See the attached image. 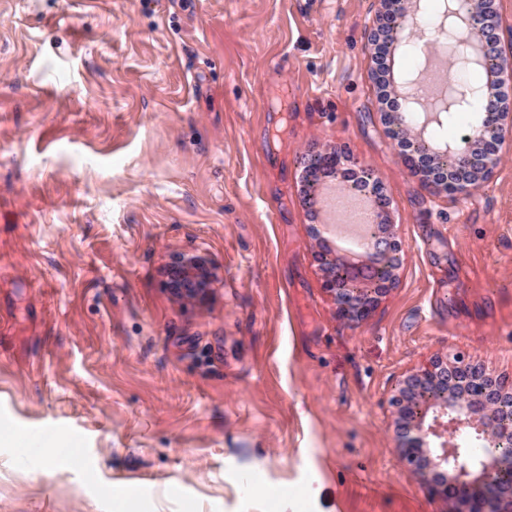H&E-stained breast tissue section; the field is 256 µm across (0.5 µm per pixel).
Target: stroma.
<instances>
[{"mask_svg": "<svg viewBox=\"0 0 512 512\" xmlns=\"http://www.w3.org/2000/svg\"><path fill=\"white\" fill-rule=\"evenodd\" d=\"M382 8L0 0V512H448L391 398L455 351L512 376V152L458 193L404 166ZM336 147L403 244L363 321L303 202V154ZM181 256L202 297L167 288ZM361 169L364 171V174L367 176V179L361 178L359 180L354 181L350 185L351 188L364 190V188L370 187L376 207L380 211L385 212L386 208L388 207L389 201L384 191V185L382 181L378 177L374 176L373 173L367 171L366 169ZM174 279L180 286L181 294L190 298L206 288L209 274L202 259L195 256H182L175 262Z\"/></svg>", "mask_w": 512, "mask_h": 512, "instance_id": "obj_1", "label": "stroma"}]
</instances>
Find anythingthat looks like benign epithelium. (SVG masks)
<instances>
[{
  "label": "benign epithelium",
  "mask_w": 512,
  "mask_h": 512,
  "mask_svg": "<svg viewBox=\"0 0 512 512\" xmlns=\"http://www.w3.org/2000/svg\"><path fill=\"white\" fill-rule=\"evenodd\" d=\"M495 0H444L438 36L448 44L453 66L466 69L484 67L486 61L498 57L496 76L512 66L503 55L498 23L486 22V5ZM410 11L401 7L383 11L374 33H412ZM470 104V97L460 81L448 85V96L433 108L438 113L452 112ZM506 101L487 96L485 121L471 128L465 146L418 149L423 137L403 142L402 160L415 173L422 163L450 175L446 187L465 188L484 180L493 171L509 135L512 124H504L509 111ZM477 138L493 145V150L479 160L470 151V142ZM349 162L338 150L311 153L304 158L307 186L312 188L318 174L343 173ZM366 178L351 184L353 189H371L376 207L385 211L388 197L382 181L369 171ZM378 250L370 255L331 256L324 243L319 244L316 257L325 271L324 288L336 302L341 318L363 320L379 299L398 282L401 243L393 225L383 221L375 225ZM174 279L180 292L190 298L197 296L209 281L202 259L182 256L175 262ZM395 410L396 439L400 460L416 475L426 478L431 471L444 477L438 492L448 501V512H484L487 490L494 491V512H502V501L512 506V479H495L512 471V455L502 448V440L512 436V424L502 413L512 407V384L494 378L485 367L468 361L460 353L436 357L425 367L404 376L391 399Z\"/></svg>",
  "instance_id": "obj_1"
}]
</instances>
